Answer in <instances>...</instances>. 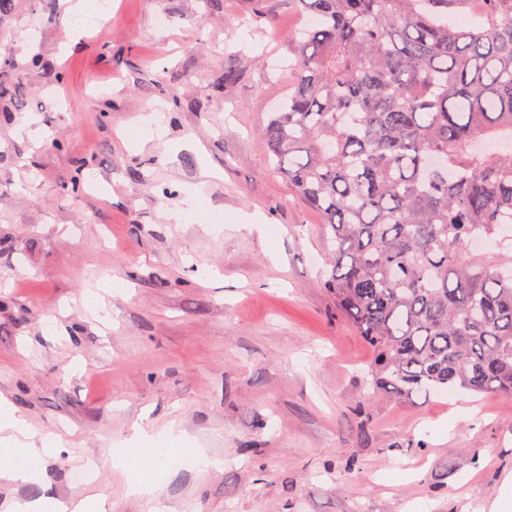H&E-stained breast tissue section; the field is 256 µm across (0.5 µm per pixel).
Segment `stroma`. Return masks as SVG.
<instances>
[{
    "label": "stroma",
    "instance_id": "stroma-1",
    "mask_svg": "<svg viewBox=\"0 0 512 512\" xmlns=\"http://www.w3.org/2000/svg\"><path fill=\"white\" fill-rule=\"evenodd\" d=\"M111 2L76 45L60 0L0 19L16 61L0 66V394L68 446L46 487L0 478V512L45 491L115 512H490L512 399H363L373 354L323 286L321 217L268 154L308 17L289 0ZM152 113L160 137L137 145ZM200 182L210 209L168 223ZM454 400L471 418L429 432ZM137 422L175 425L215 467L170 469L150 506L127 495L103 461ZM400 460L415 476L384 484Z\"/></svg>",
    "mask_w": 512,
    "mask_h": 512
}]
</instances>
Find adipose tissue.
<instances>
[{
  "instance_id": "obj_1",
  "label": "adipose tissue",
  "mask_w": 512,
  "mask_h": 512,
  "mask_svg": "<svg viewBox=\"0 0 512 512\" xmlns=\"http://www.w3.org/2000/svg\"><path fill=\"white\" fill-rule=\"evenodd\" d=\"M126 443L124 457L112 460L111 465L126 474V492L131 496L152 497L154 479L169 470L174 452L193 454L199 470H208L212 465L210 457L201 449L190 448L172 425L158 432L133 425ZM63 449L61 438L38 437L13 403L0 395V477L12 482L44 484L47 458Z\"/></svg>"
}]
</instances>
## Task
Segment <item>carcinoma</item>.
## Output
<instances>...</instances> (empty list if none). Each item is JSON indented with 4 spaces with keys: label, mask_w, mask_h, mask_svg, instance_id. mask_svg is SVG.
Returning a JSON list of instances; mask_svg holds the SVG:
<instances>
[{
    "label": "carcinoma",
    "mask_w": 512,
    "mask_h": 512,
    "mask_svg": "<svg viewBox=\"0 0 512 512\" xmlns=\"http://www.w3.org/2000/svg\"><path fill=\"white\" fill-rule=\"evenodd\" d=\"M293 83L263 131L323 216L336 309L373 348L364 398L458 388L512 398V0H292Z\"/></svg>",
    "instance_id": "cac0c4a2"
}]
</instances>
